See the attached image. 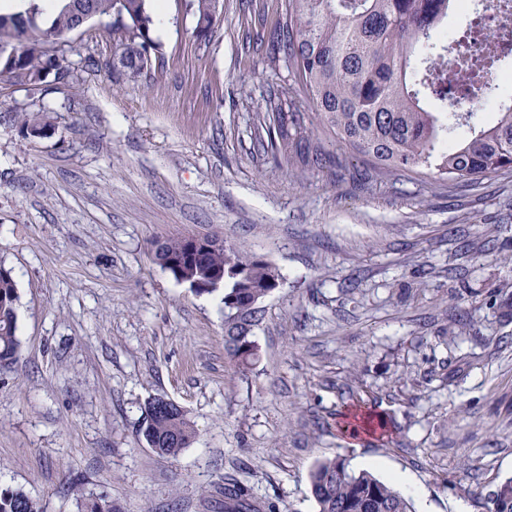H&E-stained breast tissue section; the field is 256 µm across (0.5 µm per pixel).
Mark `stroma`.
<instances>
[{"mask_svg":"<svg viewBox=\"0 0 512 512\" xmlns=\"http://www.w3.org/2000/svg\"><path fill=\"white\" fill-rule=\"evenodd\" d=\"M281 0H221L196 36L168 0L150 72H79L44 89L0 80V265L17 284L14 361L0 363V488L43 512L79 496L117 512H224V479L262 512H317L327 459L382 460L420 486L415 512H491L512 478V168L474 186L376 174L316 129L336 167L289 174L256 140L292 85L264 43ZM112 59V20L72 35ZM46 113L38 136L24 117ZM196 234L264 256L257 355L225 346L223 290L196 293L152 258ZM162 396L195 425L158 456L139 433ZM355 407L386 436L349 440Z\"/></svg>","mask_w":512,"mask_h":512,"instance_id":"stroma-1","label":"stroma"}]
</instances>
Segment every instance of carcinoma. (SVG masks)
<instances>
[{
    "instance_id": "carcinoma-1",
    "label": "carcinoma",
    "mask_w": 512,
    "mask_h": 512,
    "mask_svg": "<svg viewBox=\"0 0 512 512\" xmlns=\"http://www.w3.org/2000/svg\"><path fill=\"white\" fill-rule=\"evenodd\" d=\"M216 0H189L188 7L207 37L214 28ZM460 0H285L269 45L283 55L305 103L273 96L261 128L274 160L305 166L321 161V146L307 132L305 109L347 148L368 157L382 173L426 169L451 185L474 184L512 167V102L503 99L497 120L474 121L475 106L448 100L437 88L447 74L448 45L443 34ZM81 13L126 21L119 37L124 70L108 68L120 79L152 66L156 42L148 0H65L50 21L36 0L9 17L21 25L0 32V77L41 85L52 73L76 79L65 49ZM224 273L225 336L241 361L257 355L251 340L259 321L258 304L280 285L277 270L262 257L226 245L209 253L206 272ZM17 285L12 270L0 265V362L15 358ZM139 433L160 455L176 456L195 436L181 407L155 397L145 408ZM318 512H413L410 501L368 471L353 473L346 460L319 463L311 475ZM492 502L509 503L512 479L493 493ZM80 512H117L103 497L82 498ZM226 512H257L249 489L235 478L224 480ZM0 512H41L39 503L20 490H0Z\"/></svg>"
}]
</instances>
